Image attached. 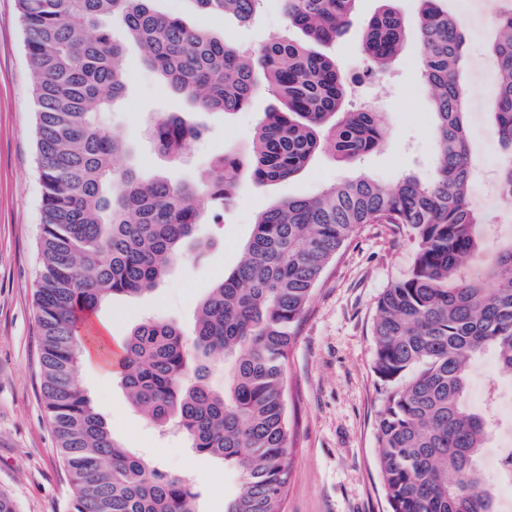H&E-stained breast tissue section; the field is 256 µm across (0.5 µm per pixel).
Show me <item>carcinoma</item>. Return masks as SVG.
Returning <instances> with one entry per match:
<instances>
[{
	"mask_svg": "<svg viewBox=\"0 0 512 512\" xmlns=\"http://www.w3.org/2000/svg\"><path fill=\"white\" fill-rule=\"evenodd\" d=\"M153 2L18 0L42 184V396L71 475V512H197L193 486L119 444L76 382L86 317L116 296L152 290L188 252L208 247L195 235L199 194L225 209L244 180L266 187L295 176L323 148L356 160L386 136L378 113L345 109L340 65L312 48L346 32L358 0H282L288 26L305 40L276 37L253 52L158 13ZM186 2L248 23L260 0ZM440 2L423 0L416 31L437 146L433 182L408 175L386 187L361 174L317 196L272 201L237 266L199 303L191 332L146 318L119 346L117 377L132 405L158 425L175 423L191 447L238 474L224 512H284L296 436L285 382L295 327L322 273L365 224L405 229L416 244L408 274L379 297L372 329L378 470L390 512H496L493 488L477 474L495 421L466 398L470 366L484 353L512 372V239L481 271H463L481 221L467 203L465 36ZM502 2L490 46L498 68L492 115L505 152L497 191L512 205V0ZM105 19L139 41L144 62L174 92L203 108L243 111L267 90L283 109L264 114L246 157H219L197 182L116 171L126 146L99 115L123 96L126 76ZM406 38L402 17L384 0L362 34L369 71L384 70ZM146 134L173 157L199 136L176 113ZM214 360L224 363L222 391L207 383Z\"/></svg>",
	"mask_w": 512,
	"mask_h": 512,
	"instance_id": "cac0c4a2",
	"label": "carcinoma"
}]
</instances>
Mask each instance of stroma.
Masks as SVG:
<instances>
[{
  "mask_svg": "<svg viewBox=\"0 0 512 512\" xmlns=\"http://www.w3.org/2000/svg\"><path fill=\"white\" fill-rule=\"evenodd\" d=\"M382 6L383 0H359L353 25L323 51L336 58L354 85L346 107L376 103L388 128L384 145L352 164L321 151L298 176L263 189L240 185L232 206L223 212L208 197H200L205 222L196 234L210 243L205 255L179 263L152 292L102 304L87 321L83 336L102 337L104 345L111 346L147 316L191 329L198 302L236 265L257 217L272 200L315 196L327 185L361 172L387 185L407 175L424 183L433 179L436 145L417 42L408 39L382 74L366 72L361 33ZM443 6L464 23L466 118L474 168L469 205L483 222L480 248L468 266L477 271L512 238V206L502 202L496 189L502 150L491 117L497 64L488 46L495 36L498 2L443 0ZM155 7L179 14L187 25L205 27L243 50L259 49L274 36L302 37L289 28L279 0H263L258 17L247 24L230 15H196L183 0H155ZM112 34L124 47L123 65L131 75L123 97L102 115L104 126L130 146L117 168L133 165L146 174L195 181L213 158L248 149L263 114L277 106L276 96L266 93L249 109L228 117L200 108L160 80L120 27H113ZM164 112L182 113L200 131L177 167L145 138L146 127ZM34 128L17 0H0V492L15 501L17 512H69L70 477L41 393L34 291L40 275L42 187ZM414 252L406 232L386 224L364 225L315 289L286 367L288 417L297 438L289 450L285 512L389 510L377 470L380 384L374 372L372 322L379 295L408 273ZM77 378L117 440L167 474L189 480L199 493L198 512H224V496L234 489L236 477L221 461L144 419L131 406L110 363L83 362ZM510 452L512 429L505 427L491 438L480 464L484 482L496 490L500 460ZM496 506L499 512H512V497L497 490Z\"/></svg>",
  "mask_w": 512,
  "mask_h": 512,
  "instance_id": "1",
  "label": "stroma"
}]
</instances>
